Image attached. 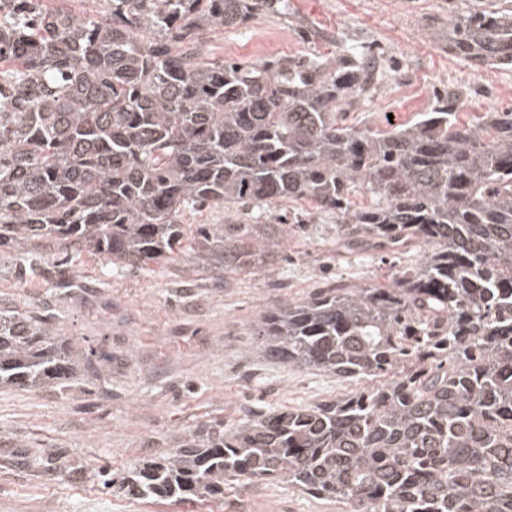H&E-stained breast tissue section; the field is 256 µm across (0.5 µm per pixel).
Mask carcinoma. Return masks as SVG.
<instances>
[{"instance_id":"obj_1","label":"carcinoma","mask_w":512,"mask_h":512,"mask_svg":"<svg viewBox=\"0 0 512 512\" xmlns=\"http://www.w3.org/2000/svg\"><path fill=\"white\" fill-rule=\"evenodd\" d=\"M288 0H0V251L18 276L75 287L185 259L231 288L275 272L288 229L336 216L347 253L424 248L385 287L324 283L265 310L267 355L356 384L258 414L103 487L218 500L248 474L346 512H512V108L465 111L451 87L386 130L346 123L377 56L215 58L207 35ZM440 40L477 70L512 68V4ZM288 202V223L264 206ZM246 209L222 224L188 213ZM48 312L0 308V385H63Z\"/></svg>"}]
</instances>
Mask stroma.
<instances>
[{
  "mask_svg": "<svg viewBox=\"0 0 512 512\" xmlns=\"http://www.w3.org/2000/svg\"><path fill=\"white\" fill-rule=\"evenodd\" d=\"M502 0H288L283 14L215 33L217 57L259 63L300 53L373 47L385 73L371 98L354 103L347 123L388 128L429 109L437 91L469 89L476 111L512 108V69H474L448 55L432 32L448 18ZM332 216L313 220L311 238L288 237L275 275L231 288L206 282L189 263L152 272L103 275L73 261L92 285L54 295L43 281L15 277L18 258L0 254V306L51 309L71 343L76 371L63 386L26 390L0 385V512H345L281 482L232 483L220 501L130 500L102 488L97 468L121 475L203 433L252 412L303 406L348 394L353 383L317 370H296L265 357L251 334L263 310L298 301L335 280L389 284L420 260L337 257ZM107 353L103 380L83 369L88 348Z\"/></svg>",
  "mask_w": 512,
  "mask_h": 512,
  "instance_id": "obj_1",
  "label": "stroma"
}]
</instances>
